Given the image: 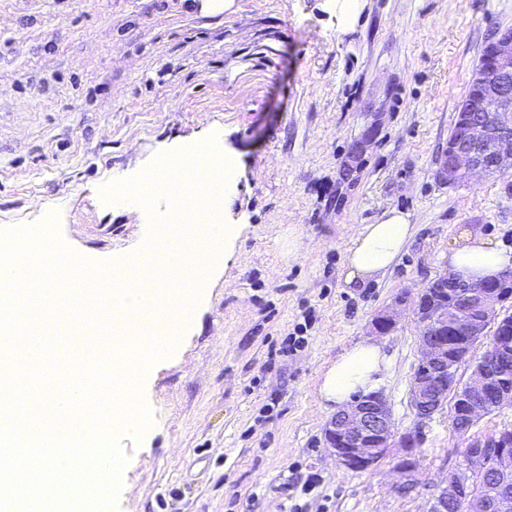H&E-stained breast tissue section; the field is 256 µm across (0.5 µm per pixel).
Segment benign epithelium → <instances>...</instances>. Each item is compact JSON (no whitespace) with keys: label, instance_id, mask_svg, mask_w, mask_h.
Returning a JSON list of instances; mask_svg holds the SVG:
<instances>
[{"label":"benign epithelium","instance_id":"1","mask_svg":"<svg viewBox=\"0 0 512 512\" xmlns=\"http://www.w3.org/2000/svg\"><path fill=\"white\" fill-rule=\"evenodd\" d=\"M512 33L493 39L484 49L482 64L474 71L467 96L459 103L458 135L448 140L440 159L438 175L450 185L473 178L504 175L512 171V152L504 145L512 140ZM493 288H474L443 273L422 289L414 314L420 328L421 359L411 384V405L420 420L431 418L454 391V422L469 430L474 417L484 411L481 399L493 394L496 405L512 403V385L502 372L503 354L512 347V330L504 334L512 317L498 306L512 299V271L494 280ZM465 299L464 336L467 347L489 337L486 349L476 362L472 377L462 387L455 386L461 360L448 357L446 329L453 325L448 296ZM325 439L339 463L349 471H365L385 458L389 449L399 447L404 454L396 469L414 475L418 435H396L387 399L380 391L362 395L338 411L325 427ZM482 492L470 497L466 512H497L504 493L512 487V449L496 450L483 465ZM460 483L446 481L433 498L428 512H448V504L459 501Z\"/></svg>","mask_w":512,"mask_h":512}]
</instances>
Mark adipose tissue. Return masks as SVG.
I'll return each mask as SVG.
<instances>
[{"mask_svg":"<svg viewBox=\"0 0 512 512\" xmlns=\"http://www.w3.org/2000/svg\"><path fill=\"white\" fill-rule=\"evenodd\" d=\"M412 235L409 214L398 209L386 210L376 223L360 226L345 251V284H363L391 268ZM448 270L468 282L496 278L512 270V248L478 229H463L456 246L448 252ZM387 368L388 356L382 346L371 342L353 345L324 373L319 397L328 405L343 408L353 397L373 392Z\"/></svg>","mask_w":512,"mask_h":512,"instance_id":"obj_1","label":"adipose tissue"}]
</instances>
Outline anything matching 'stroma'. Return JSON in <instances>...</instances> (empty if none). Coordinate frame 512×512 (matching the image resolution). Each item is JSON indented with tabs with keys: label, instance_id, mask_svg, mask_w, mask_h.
Returning a JSON list of instances; mask_svg holds the SVG:
<instances>
[{
	"label": "stroma",
	"instance_id": "obj_1",
	"mask_svg": "<svg viewBox=\"0 0 512 512\" xmlns=\"http://www.w3.org/2000/svg\"><path fill=\"white\" fill-rule=\"evenodd\" d=\"M360 2L347 20L336 0H235L215 17L192 0H0V226L54 214L71 251L119 266L150 216L105 199L109 181L217 133L237 164L219 219L238 237L144 378L152 423L120 439L114 512H426L464 463L450 407L421 424L410 406V301L461 228L512 246V175L436 176L486 43L512 29V0ZM393 208L415 236L392 269L347 287L352 234ZM386 310L397 323L379 336ZM364 341L390 358L396 430L420 433L408 493L400 448L351 472L324 438L323 374Z\"/></svg>",
	"mask_w": 512,
	"mask_h": 512
}]
</instances>
